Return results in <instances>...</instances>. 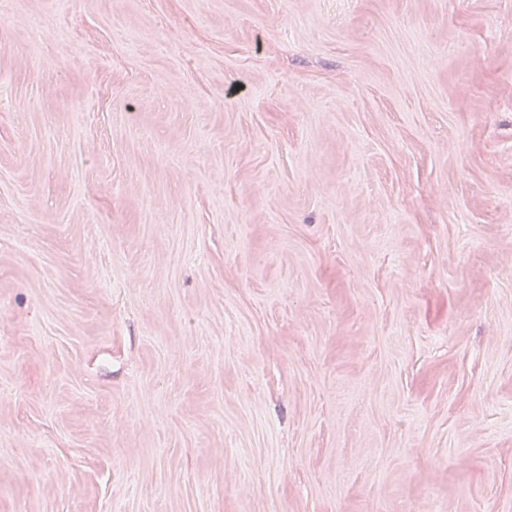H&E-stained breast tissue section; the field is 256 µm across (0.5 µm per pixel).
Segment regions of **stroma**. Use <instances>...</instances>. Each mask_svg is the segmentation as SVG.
Instances as JSON below:
<instances>
[{
  "instance_id": "1",
  "label": "stroma",
  "mask_w": 512,
  "mask_h": 512,
  "mask_svg": "<svg viewBox=\"0 0 512 512\" xmlns=\"http://www.w3.org/2000/svg\"><path fill=\"white\" fill-rule=\"evenodd\" d=\"M0 512H512V0H0Z\"/></svg>"
}]
</instances>
